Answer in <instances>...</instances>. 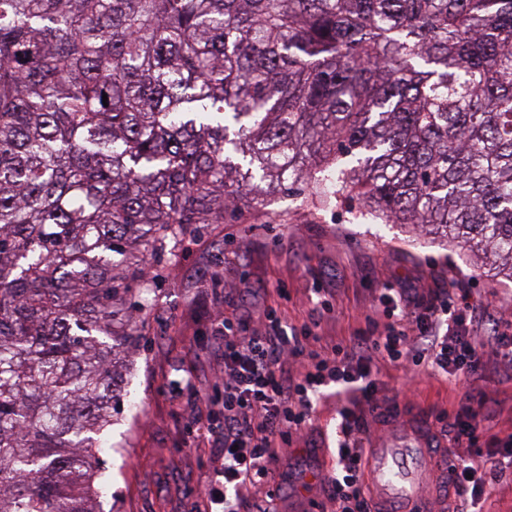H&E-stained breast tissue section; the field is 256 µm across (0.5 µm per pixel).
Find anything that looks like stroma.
<instances>
[{"label":"stroma","instance_id":"35a3bbf8","mask_svg":"<svg viewBox=\"0 0 512 512\" xmlns=\"http://www.w3.org/2000/svg\"><path fill=\"white\" fill-rule=\"evenodd\" d=\"M137 302L139 338L121 372V410L99 435L100 456L111 481L96 499L100 512H188L211 472L210 449L188 446L184 423L195 403L185 389L199 390L224 369L220 353L206 347L223 318L264 306L285 313L289 326L316 325L323 339L351 335L370 315L379 288H460L502 323L512 322V280L489 271L460 244L426 234L410 224H387L346 208L321 207L309 194L275 198L264 207L241 203L233 224H195L175 256L152 262ZM286 284L290 301L279 299ZM320 286L335 294L331 314L306 297ZM377 378L385 406L427 423L468 391L425 368L381 365ZM478 385L488 400L481 426L498 436L512 434V370L484 373ZM336 400L314 404L299 449L272 464L271 512H329L324 476L334 464ZM320 480L306 487L303 477Z\"/></svg>","mask_w":512,"mask_h":512}]
</instances>
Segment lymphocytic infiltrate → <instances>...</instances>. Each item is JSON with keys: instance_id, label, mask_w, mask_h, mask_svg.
I'll return each instance as SVG.
<instances>
[{"instance_id": "1", "label": "lymphocytic infiltrate", "mask_w": 512, "mask_h": 512, "mask_svg": "<svg viewBox=\"0 0 512 512\" xmlns=\"http://www.w3.org/2000/svg\"><path fill=\"white\" fill-rule=\"evenodd\" d=\"M371 306L387 318L385 330L371 324L357 336L325 345L313 327L288 330L268 307L215 328L211 341L224 349V375L186 422L197 444L213 448L220 461L202 492L209 512H239L281 450L301 439L314 396L328 386L340 404L336 466L326 478L329 496L336 512H377L362 444L364 410L379 406L376 364L426 365L474 382L488 359L512 365V331L481 335L490 318L465 295L429 292L405 300L384 291ZM485 404L484 391L475 386L456 404L450 428L463 453L448 469L449 498L488 501V480L499 472L485 470L484 449L512 460L511 434L488 437L479 429Z\"/></svg>"}]
</instances>
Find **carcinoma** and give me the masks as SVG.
Returning a JSON list of instances; mask_svg holds the SVG:
<instances>
[{"label":"carcinoma","instance_id":"carcinoma-1","mask_svg":"<svg viewBox=\"0 0 512 512\" xmlns=\"http://www.w3.org/2000/svg\"><path fill=\"white\" fill-rule=\"evenodd\" d=\"M304 187L512 279V0H0V512H96L146 256Z\"/></svg>","mask_w":512,"mask_h":512}]
</instances>
